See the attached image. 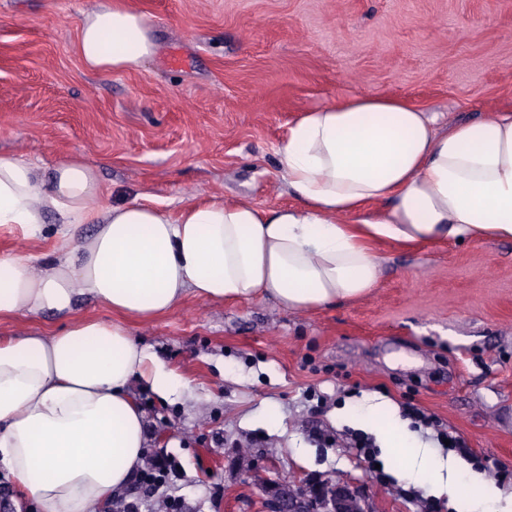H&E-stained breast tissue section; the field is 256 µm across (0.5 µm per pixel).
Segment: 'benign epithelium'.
<instances>
[{"label":"benign epithelium","instance_id":"1","mask_svg":"<svg viewBox=\"0 0 512 512\" xmlns=\"http://www.w3.org/2000/svg\"><path fill=\"white\" fill-rule=\"evenodd\" d=\"M248 477L259 483L267 495L265 512H364L359 502L365 499V494L359 487L310 481L291 486L270 475L265 468L255 469Z\"/></svg>","mask_w":512,"mask_h":512}]
</instances>
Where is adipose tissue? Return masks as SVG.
I'll return each mask as SVG.
<instances>
[{"instance_id": "1", "label": "adipose tissue", "mask_w": 512, "mask_h": 512, "mask_svg": "<svg viewBox=\"0 0 512 512\" xmlns=\"http://www.w3.org/2000/svg\"><path fill=\"white\" fill-rule=\"evenodd\" d=\"M155 49L144 15L122 0L81 15L76 52L88 72L137 69ZM277 155L297 203L273 211L221 197L106 206L97 168L81 158L47 180L36 161L0 155V226L31 237L55 212L67 231L95 227L49 259L1 258L0 314H67L80 296L145 319L191 296L305 311L368 295L378 242L512 241V110L442 129L407 100L357 96L301 113ZM136 384L164 401L187 388L120 323L0 336V467L40 512H101L129 487L148 439ZM383 446L419 448L400 478L474 512L500 496L479 476L462 483L464 461L432 456L406 426Z\"/></svg>"}]
</instances>
